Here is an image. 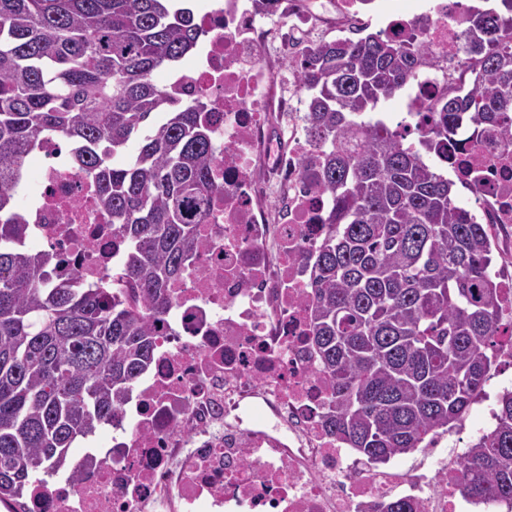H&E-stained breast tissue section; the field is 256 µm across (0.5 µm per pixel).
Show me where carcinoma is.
Returning <instances> with one entry per match:
<instances>
[{
  "instance_id": "obj_1",
  "label": "carcinoma",
  "mask_w": 512,
  "mask_h": 512,
  "mask_svg": "<svg viewBox=\"0 0 512 512\" xmlns=\"http://www.w3.org/2000/svg\"><path fill=\"white\" fill-rule=\"evenodd\" d=\"M475 87L428 104L416 146L363 115L411 86L437 56L424 41L370 33L289 59L314 147L303 168L333 201L310 273L307 341L332 390L327 424L370 463L448 431L482 396L512 341L491 273L489 227L424 154L458 136L512 143V0L463 15ZM205 31L185 0H0V500L66 465L72 444L114 419L153 359L168 287L199 245L219 190L209 100L153 81ZM63 134L126 242L112 283L53 280L65 258L26 245L14 184L45 136ZM136 154L116 163L131 139ZM462 462L463 494L512 502V391ZM378 512H415L411 501Z\"/></svg>"
}]
</instances>
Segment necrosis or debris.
<instances>
[{
	"mask_svg": "<svg viewBox=\"0 0 512 512\" xmlns=\"http://www.w3.org/2000/svg\"><path fill=\"white\" fill-rule=\"evenodd\" d=\"M462 0H224L202 10L201 50L166 85L185 102L210 99L220 190L199 226L201 247L170 287L155 353L120 406L112 444L72 457L70 474L35 485L33 512H370L406 498L417 512H512L456 497L462 452L379 468L343 447L326 422L330 382L307 336L306 257L322 237L330 198L300 168L312 147L304 98L265 57L283 29L339 28L362 19L395 39L427 38L424 64L384 123L417 131L425 106L467 75ZM22 209L33 237L71 260L79 283H108L126 243L68 144L46 137ZM449 169L471 208L512 230V147L485 141Z\"/></svg>",
	"mask_w": 512,
	"mask_h": 512,
	"instance_id": "necrosis-or-debris-1",
	"label": "necrosis or debris"
}]
</instances>
